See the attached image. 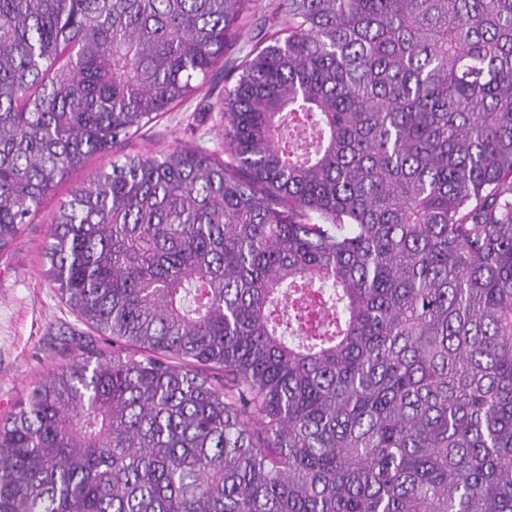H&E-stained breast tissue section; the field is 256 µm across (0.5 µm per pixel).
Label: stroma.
I'll use <instances>...</instances> for the list:
<instances>
[{"label":"stroma","mask_w":512,"mask_h":512,"mask_svg":"<svg viewBox=\"0 0 512 512\" xmlns=\"http://www.w3.org/2000/svg\"><path fill=\"white\" fill-rule=\"evenodd\" d=\"M278 0H262L247 27L245 41L229 48L223 65L215 67L186 101L172 106L139 135L92 156L72 170L47 196L40 212L24 225L16 241L0 254V421L15 410L19 397L88 349L108 350L112 344L79 322L65 306L45 274L44 247L51 220L74 191L99 170H111L126 156L161 154L178 147L224 153V120L218 103L224 96L226 64L244 56L264 39L266 17Z\"/></svg>","instance_id":"35a3bbf8"}]
</instances>
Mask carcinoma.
I'll return each mask as SVG.
<instances>
[{
    "label": "carcinoma",
    "mask_w": 512,
    "mask_h": 512,
    "mask_svg": "<svg viewBox=\"0 0 512 512\" xmlns=\"http://www.w3.org/2000/svg\"><path fill=\"white\" fill-rule=\"evenodd\" d=\"M259 0H0V253ZM224 155L98 171L45 246L86 351L0 512H512V0H279Z\"/></svg>",
    "instance_id": "1"
}]
</instances>
